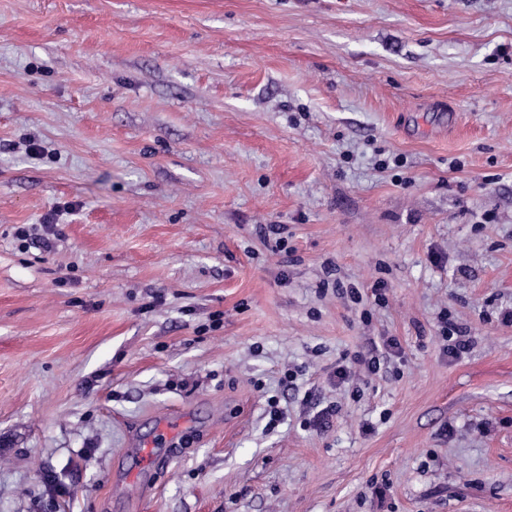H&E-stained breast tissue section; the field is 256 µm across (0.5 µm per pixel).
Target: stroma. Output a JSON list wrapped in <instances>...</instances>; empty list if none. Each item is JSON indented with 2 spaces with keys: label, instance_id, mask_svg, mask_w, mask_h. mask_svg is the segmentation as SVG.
<instances>
[{
  "label": "stroma",
  "instance_id": "stroma-1",
  "mask_svg": "<svg viewBox=\"0 0 512 512\" xmlns=\"http://www.w3.org/2000/svg\"><path fill=\"white\" fill-rule=\"evenodd\" d=\"M510 308L512 0H0V512H512Z\"/></svg>",
  "mask_w": 512,
  "mask_h": 512
}]
</instances>
